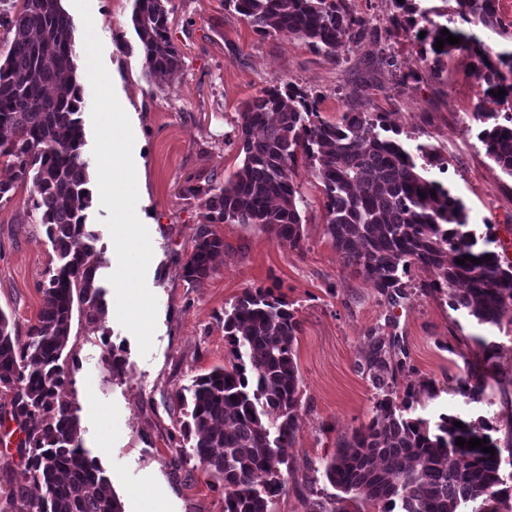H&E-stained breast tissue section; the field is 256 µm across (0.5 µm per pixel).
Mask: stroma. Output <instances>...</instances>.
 Instances as JSON below:
<instances>
[{
  "label": "stroma",
  "instance_id": "obj_1",
  "mask_svg": "<svg viewBox=\"0 0 512 512\" xmlns=\"http://www.w3.org/2000/svg\"><path fill=\"white\" fill-rule=\"evenodd\" d=\"M373 32L339 63L284 36H262L224 0H172L173 38L184 69L160 90L142 76L135 43L133 0H90L103 61L119 101L136 130L134 162L143 190L136 213L153 248L146 282L157 299V324L149 356L116 318L115 292L104 296L105 313L89 321L74 312L68 383L62 399L77 407L83 446L97 457L124 512H224V497L182 446L184 411L174 397L193 378L227 364L224 311L247 288H268L288 302L299 322L296 361L302 379L299 430L288 450L289 468L273 499V512H331L335 490L324 466L339 438L368 423L377 392L366 360L374 337L398 340L405 370L399 386L429 383L418 414L464 415L512 434V324L486 328L451 310L443 296L420 287L430 273L412 266L398 304L346 266L324 231V194L305 161L295 181L301 207L300 248L277 242L255 224H219L224 255L199 287L182 278V264L195 245L202 220L200 201L184 197L186 179L196 184L224 178L242 164L234 137L246 102L277 81L316 97L322 119L335 122L355 110L384 114L407 148L432 150L430 175L465 203L478 246L512 258V177L489 159L476 138L474 105L495 108L486 86L473 82L469 56L452 52L433 64L428 39L410 37L393 21L394 0H348ZM396 61L380 63L379 51ZM57 255L37 213L30 188L19 184L0 202V310L26 331L43 305L36 285L48 279ZM499 343L496 376L480 401L457 387L467 375L466 357L476 337ZM121 348L123 375L101 339Z\"/></svg>",
  "mask_w": 512,
  "mask_h": 512
}]
</instances>
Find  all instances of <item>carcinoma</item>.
Wrapping results in <instances>:
<instances>
[{"mask_svg": "<svg viewBox=\"0 0 512 512\" xmlns=\"http://www.w3.org/2000/svg\"><path fill=\"white\" fill-rule=\"evenodd\" d=\"M0 160L12 180L0 182V200L16 183L31 184V210L40 215L60 265L38 285L44 305L29 323L26 339L0 310V392L11 394L0 425L16 423L17 452L27 459L28 483L44 490L29 500V512H123L98 460L83 448L78 408L59 399L67 383L65 361L74 302L94 320L104 313L97 278L98 234L88 223L92 192L84 160L83 89L77 82L73 24L61 0H0ZM447 23L430 21L433 38L446 29L460 43H444L437 56L454 51L489 62L476 71L487 90L511 111L475 105L479 141L502 172L512 177V23L496 0H453ZM170 0H134L131 21L138 38L142 75L162 88L182 70L183 53L171 33ZM224 9L260 35L304 42L332 62L357 48L366 21L347 0H224ZM490 30L508 43L487 44ZM236 127L242 166L224 181L204 185L187 179L182 195L203 200L195 245L182 265L186 282L199 286L224 253L217 224H257L292 247L302 241L300 203L294 179L298 157L308 161L323 186L324 230L345 263L397 303L402 276L413 265L431 272L421 283L442 293L448 305L486 327L512 323V265L492 250L477 248L463 201L421 173L412 154L382 135L384 117L346 112L338 123L320 119L315 98L284 82L261 89ZM491 259L486 261L484 256ZM480 260L474 264L471 258ZM465 260L460 265L456 259ZM300 322L288 303L262 288H246L224 311V341L230 367L197 376L186 393L189 407L181 436L201 470L217 480L224 512H271L281 486L286 449L299 430L301 379L295 359ZM481 358L470 365L458 392L477 402L495 375L499 345L478 340ZM371 360L376 399L368 423L338 442L325 466L338 491L334 512L361 499L378 512H512V472L484 421L444 415L432 425L415 414L412 386L398 390L401 361ZM462 423L457 427L454 422ZM487 440L495 454L456 445V438Z\"/></svg>", "mask_w": 512, "mask_h": 512, "instance_id": "cac0c4a2", "label": "carcinoma"}]
</instances>
